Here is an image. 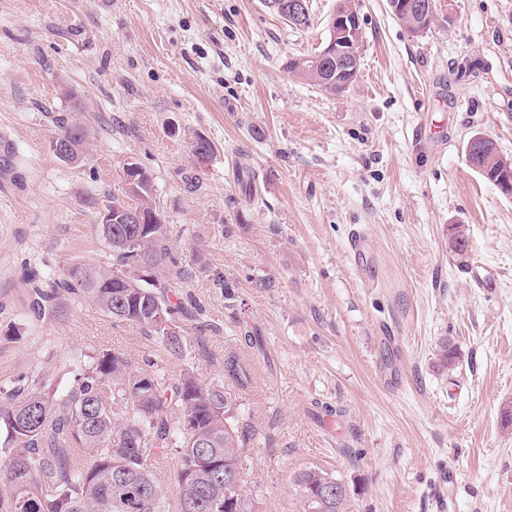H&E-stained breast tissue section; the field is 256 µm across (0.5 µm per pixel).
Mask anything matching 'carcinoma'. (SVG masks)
Masks as SVG:
<instances>
[{
	"mask_svg": "<svg viewBox=\"0 0 512 512\" xmlns=\"http://www.w3.org/2000/svg\"><path fill=\"white\" fill-rule=\"evenodd\" d=\"M289 69L325 91L344 93L351 85L336 71V56L319 65L309 57L293 59ZM481 166L498 175L506 164L490 150L478 157ZM112 207L117 214L130 207L127 197L87 198ZM155 224L144 239L112 247L102 225L96 233L112 248V263H76L66 272L35 286L36 305L54 310L60 292L82 296L105 315L160 340L171 357L186 356L189 337L170 333L149 319L162 310L167 321H192L199 309L173 303L171 289L186 275L171 254L165 224L154 199H148ZM148 368H131L117 351H102L60 390L45 381L38 390H0V512H169V503L155 483L144 444L153 457L179 460L176 481L180 498L176 512H253L240 484L224 482V465L239 466L251 432L236 419V399L224 385L200 380L187 368L176 381ZM224 375L244 388L249 371L241 359H224ZM304 512H339L346 496L338 478L315 469L298 472Z\"/></svg>",
	"mask_w": 512,
	"mask_h": 512,
	"instance_id": "carcinoma-1",
	"label": "carcinoma"
}]
</instances>
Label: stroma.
<instances>
[{
  "label": "stroma",
  "mask_w": 512,
  "mask_h": 512,
  "mask_svg": "<svg viewBox=\"0 0 512 512\" xmlns=\"http://www.w3.org/2000/svg\"><path fill=\"white\" fill-rule=\"evenodd\" d=\"M353 3L360 71L334 95L287 64L323 45L337 0H309L302 30L262 0H0V387L39 373L67 389L104 350L173 380L190 365L255 433L240 459L255 512H302L306 468L344 482L340 512H512V196L466 157L480 132L512 159V0H436L417 35L386 0ZM464 56L478 77L458 80ZM61 117L89 131L80 165L50 149ZM130 159L189 272L177 296L201 310L189 362L80 296L57 316L35 305L29 272L110 262L86 198L121 194ZM473 259L495 287L470 286ZM232 353L247 388L224 376ZM371 251L366 232L360 227L353 229L348 239V252L355 262L363 267L367 263Z\"/></svg>",
  "instance_id": "stroma-1"
}]
</instances>
